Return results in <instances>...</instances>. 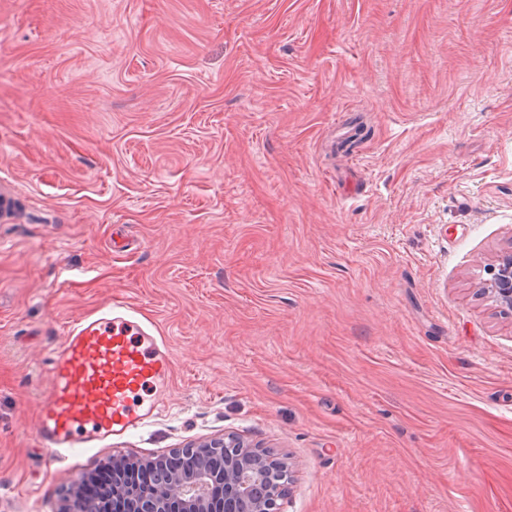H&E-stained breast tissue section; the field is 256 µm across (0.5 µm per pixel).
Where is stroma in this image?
Segmentation results:
<instances>
[{"label":"stroma","mask_w":512,"mask_h":512,"mask_svg":"<svg viewBox=\"0 0 512 512\" xmlns=\"http://www.w3.org/2000/svg\"><path fill=\"white\" fill-rule=\"evenodd\" d=\"M0 512L234 434L284 512H512V0H0ZM172 358L139 432L33 422L113 298ZM491 279L485 283L483 292L501 307L512 308V251L497 257L490 269Z\"/></svg>","instance_id":"35a3bbf8"}]
</instances>
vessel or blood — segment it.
I'll return each instance as SVG.
<instances>
[{
    "label": "vessel or blood",
    "instance_id": "b4317fda",
    "mask_svg": "<svg viewBox=\"0 0 512 512\" xmlns=\"http://www.w3.org/2000/svg\"><path fill=\"white\" fill-rule=\"evenodd\" d=\"M48 364L50 387L34 427L46 448H93L128 436L163 404L171 373L167 346L116 300L72 321Z\"/></svg>",
    "mask_w": 512,
    "mask_h": 512
}]
</instances>
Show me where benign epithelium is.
<instances>
[{
    "label": "benign epithelium",
    "instance_id": "obj_1",
    "mask_svg": "<svg viewBox=\"0 0 512 512\" xmlns=\"http://www.w3.org/2000/svg\"><path fill=\"white\" fill-rule=\"evenodd\" d=\"M483 292L512 308V251L497 257ZM189 452L196 467L171 473L152 492L142 488L138 475L159 467V459L133 452L112 456L104 464L112 469V499L122 504V512H281L292 478L286 461L232 435L201 442ZM216 485L224 487V498L212 494ZM60 512H105V507L74 491Z\"/></svg>",
    "mask_w": 512,
    "mask_h": 512
}]
</instances>
